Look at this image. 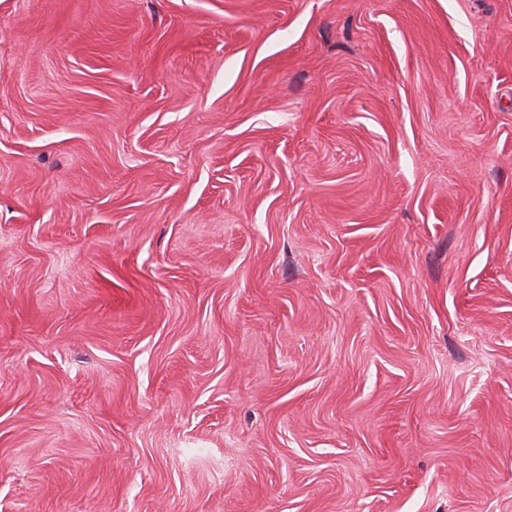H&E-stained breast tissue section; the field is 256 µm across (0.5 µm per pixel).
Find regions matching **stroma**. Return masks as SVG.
<instances>
[{
	"label": "stroma",
	"instance_id": "35a3bbf8",
	"mask_svg": "<svg viewBox=\"0 0 512 512\" xmlns=\"http://www.w3.org/2000/svg\"><path fill=\"white\" fill-rule=\"evenodd\" d=\"M0 512H512V0H0Z\"/></svg>",
	"mask_w": 512,
	"mask_h": 512
}]
</instances>
